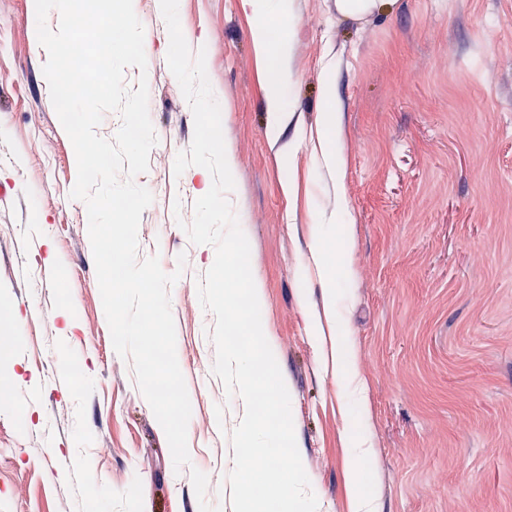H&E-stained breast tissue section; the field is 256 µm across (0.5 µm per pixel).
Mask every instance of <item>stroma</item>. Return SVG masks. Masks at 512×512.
I'll list each match as a JSON object with an SVG mask.
<instances>
[{
	"mask_svg": "<svg viewBox=\"0 0 512 512\" xmlns=\"http://www.w3.org/2000/svg\"><path fill=\"white\" fill-rule=\"evenodd\" d=\"M144 30L158 142L138 185L153 195L139 258L180 272L170 289L188 389L189 466L175 469L130 360L114 350L77 166L50 98L34 0H0V512H232L230 435L245 409L213 373V313L198 284L215 259L193 244L199 179L173 172L194 133L170 72L159 0H133ZM278 28L289 101L268 131L267 62L241 0H179L205 48L236 187L228 193L264 297L265 337L291 397L318 512H351L354 420L328 344L313 266L315 211L344 187L342 313L363 387L366 493L376 512H512V0H396L364 18L293 0ZM335 98L323 101L325 81ZM333 112L341 171L315 160ZM294 182L295 194L284 191ZM73 308L66 326L61 313Z\"/></svg>",
	"mask_w": 512,
	"mask_h": 512,
	"instance_id": "stroma-1",
	"label": "stroma"
}]
</instances>
